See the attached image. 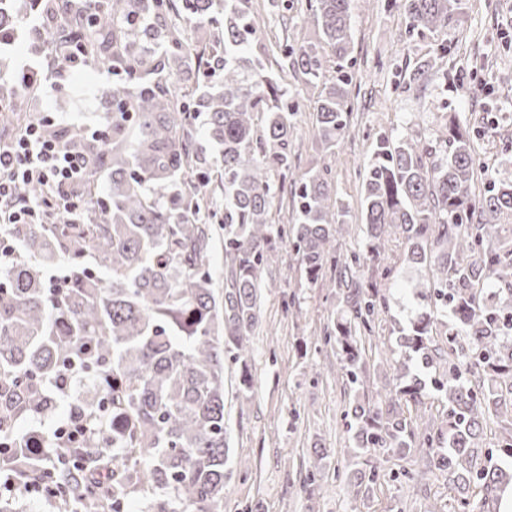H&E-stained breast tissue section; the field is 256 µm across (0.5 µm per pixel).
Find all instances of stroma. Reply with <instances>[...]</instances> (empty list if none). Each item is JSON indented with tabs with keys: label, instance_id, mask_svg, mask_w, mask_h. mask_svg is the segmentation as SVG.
Here are the masks:
<instances>
[{
	"label": "stroma",
	"instance_id": "obj_1",
	"mask_svg": "<svg viewBox=\"0 0 512 512\" xmlns=\"http://www.w3.org/2000/svg\"><path fill=\"white\" fill-rule=\"evenodd\" d=\"M459 25L442 36L410 29V20L394 0H350L353 112L334 153H326L313 133L314 97L300 74L282 72V84L299 111L293 139L295 175L327 166L338 200L359 215L362 178L379 136L413 138L435 144L449 117L472 132L477 192H484L505 156L512 154V0H463ZM256 42L270 62L281 59L274 35L288 29L298 46L313 31L309 0H251ZM447 52H440V43ZM434 68L423 83L410 75L418 62ZM107 76L91 64L63 72L57 85L27 101L31 119L49 117L53 128L87 134L101 127L110 106L85 101L87 90ZM385 265L395 279L382 282L389 310L367 353L363 383L351 391L339 379L336 345L325 342L340 305L332 289L309 282L288 240L268 254L258 323L248 343L253 388L237 389L239 362L224 358V418L229 461L225 469L224 512H454L453 493L444 473L427 482L414 480L423 468L419 452L390 456L380 467L373 490L348 482L351 442L343 412L353 394L385 393L399 360L395 326L412 313L400 284L428 280L429 268H414L402 242L389 246ZM329 450L325 477L314 494L302 492L304 460L313 444Z\"/></svg>",
	"mask_w": 512,
	"mask_h": 512
}]
</instances>
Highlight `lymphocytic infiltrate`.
Wrapping results in <instances>:
<instances>
[{
	"label": "lymphocytic infiltrate",
	"instance_id": "1",
	"mask_svg": "<svg viewBox=\"0 0 512 512\" xmlns=\"http://www.w3.org/2000/svg\"><path fill=\"white\" fill-rule=\"evenodd\" d=\"M90 163L86 152L66 140L49 135L44 123L33 122L10 141H0V223L44 224L56 211L76 214L82 200L68 193ZM32 182L45 186V197L24 201L22 188Z\"/></svg>",
	"mask_w": 512,
	"mask_h": 512
}]
</instances>
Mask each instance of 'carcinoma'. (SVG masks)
Masks as SVG:
<instances>
[{"label": "carcinoma", "mask_w": 512, "mask_h": 512, "mask_svg": "<svg viewBox=\"0 0 512 512\" xmlns=\"http://www.w3.org/2000/svg\"><path fill=\"white\" fill-rule=\"evenodd\" d=\"M250 0H64L90 23L65 36L88 43L93 61L112 69L98 92L112 105L100 142L65 137L107 171V192L84 182L87 224L57 212L55 224H4L19 244L0 264V428L3 416L36 419L56 407L62 370L74 360L87 383L73 411L84 440L70 462L34 458L19 435L0 436L14 489L0 512H19L21 489L42 485L58 512H223L224 353L241 358L258 319L268 252L288 237L308 280L339 290L343 303L325 340L335 341L342 378L362 383L365 341L389 309L380 287L360 274L381 262L399 235L408 261L432 269L426 283L401 288L418 301L396 343L403 372L389 395L353 397L345 409L353 432L350 483L370 487L377 461L413 447L448 473L455 512H486L512 481V433L474 461L484 417L512 419V158L474 197L470 133L452 117L438 148L380 136L362 180L360 220L366 244L346 259L333 247L350 229L336 205L328 167L292 178V118L299 106L254 49ZM463 0H402L411 20L432 33L453 27ZM317 39L284 47L292 67L319 89L317 138L332 148L347 128L349 0H310ZM208 28V42L190 35ZM205 115L215 168L194 152L192 120ZM280 177L274 184L271 174ZM224 192L222 299L209 268L215 217L213 180ZM290 188L294 214L284 230L267 222L275 192ZM68 267L59 288L43 268ZM444 403L436 428L419 429L405 408ZM314 448L302 487L319 486L324 466Z\"/></svg>", "instance_id": "carcinoma-1"}]
</instances>
